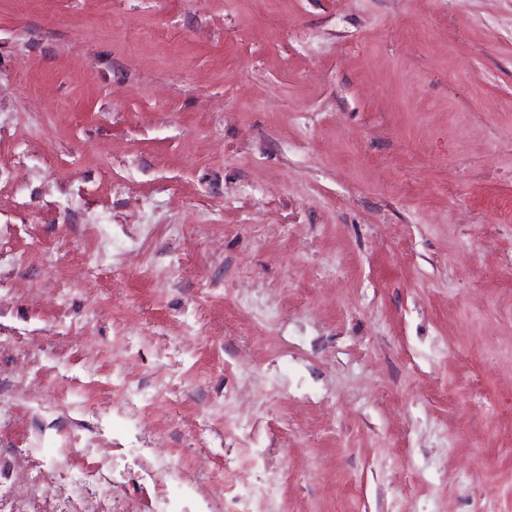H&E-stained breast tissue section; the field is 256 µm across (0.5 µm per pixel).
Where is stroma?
Listing matches in <instances>:
<instances>
[{
    "mask_svg": "<svg viewBox=\"0 0 512 512\" xmlns=\"http://www.w3.org/2000/svg\"><path fill=\"white\" fill-rule=\"evenodd\" d=\"M23 455L112 512H512V0H0ZM85 481L88 484L95 483L99 486L100 489L97 495L94 496L95 500H93V497H90L85 493L78 492L73 498V504L71 505L69 512H106L107 510H103V506H105L109 495L101 489L103 486L110 483V479L97 469L88 470L85 475ZM92 502H95L96 509L92 510V508H90Z\"/></svg>",
    "mask_w": 512,
    "mask_h": 512,
    "instance_id": "35a3bbf8",
    "label": "stroma"
}]
</instances>
